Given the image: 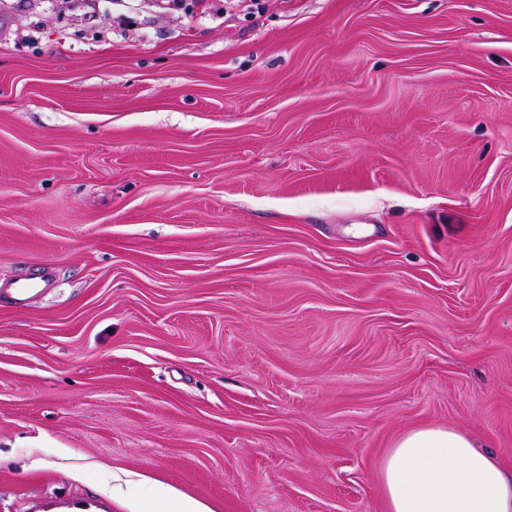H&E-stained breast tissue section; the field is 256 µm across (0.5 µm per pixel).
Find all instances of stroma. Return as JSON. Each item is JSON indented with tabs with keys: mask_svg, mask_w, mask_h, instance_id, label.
<instances>
[{
	"mask_svg": "<svg viewBox=\"0 0 512 512\" xmlns=\"http://www.w3.org/2000/svg\"><path fill=\"white\" fill-rule=\"evenodd\" d=\"M0 0V512H386L512 469V0ZM392 448L381 474L388 512H512V470L467 434L423 427ZM112 496L124 500L129 512H211L206 504L183 496L174 487L142 476L122 479L113 475Z\"/></svg>",
	"mask_w": 512,
	"mask_h": 512,
	"instance_id": "1",
	"label": "stroma"
}]
</instances>
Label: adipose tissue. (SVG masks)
Listing matches in <instances>:
<instances>
[{
	"mask_svg": "<svg viewBox=\"0 0 512 512\" xmlns=\"http://www.w3.org/2000/svg\"><path fill=\"white\" fill-rule=\"evenodd\" d=\"M388 512H512V470L465 433L423 427L396 441L382 466ZM129 512H211L174 487L145 477H113Z\"/></svg>",
	"mask_w": 512,
	"mask_h": 512,
	"instance_id": "1",
	"label": "adipose tissue"
}]
</instances>
